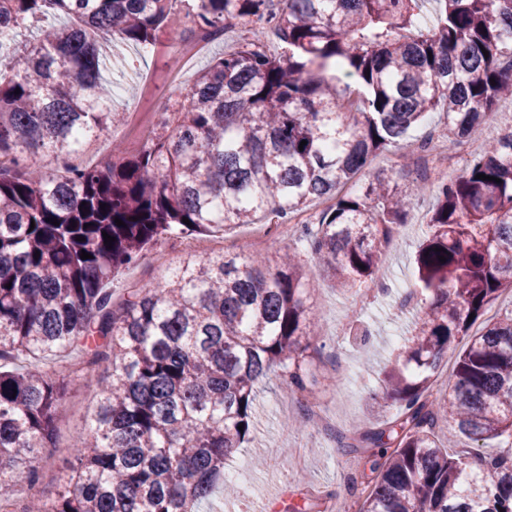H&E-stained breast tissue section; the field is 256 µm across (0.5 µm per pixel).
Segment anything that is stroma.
Wrapping results in <instances>:
<instances>
[{"instance_id": "obj_1", "label": "stroma", "mask_w": 512, "mask_h": 512, "mask_svg": "<svg viewBox=\"0 0 512 512\" xmlns=\"http://www.w3.org/2000/svg\"><path fill=\"white\" fill-rule=\"evenodd\" d=\"M186 11L185 0H173L167 23L157 31L153 49L146 52L118 37L99 35L98 43L104 54L112 57V73L117 77L112 86L114 108L126 113L129 121L101 138L88 162L108 153L113 143L134 145L138 125L152 123L156 112L175 100L178 88L191 85L197 72L213 58L235 49L249 36L247 27L234 23L223 38L210 42L181 70L178 83H170L169 55L189 36ZM430 206L427 198L415 206L385 252L379 275L393 285L387 296L340 291L329 277L316 275V262L306 241L271 229L263 246L265 252L295 249L307 261L312 272L310 311L320 323L327 348L323 356L307 365L305 391L289 392L275 375L260 383L252 438L224 465L225 472L234 477L237 493L228 497L222 489H215L201 504L200 512H283L285 505H300L310 499L318 502L319 512H356L345 478L361 472L364 462L343 454L333 435L352 432L357 426L374 427L397 412L396 405L383 397L382 370L402 342L398 302L413 283L411 259L422 239ZM181 243V237L173 236L148 248L139 265L116 276L113 290L120 294L143 280L162 277L182 256ZM363 328L371 336L360 344L355 335ZM311 399L317 401L319 414L307 419L303 408ZM92 403L86 373L78 371L66 383L56 446L40 462L51 473L42 485L46 496H55L70 474L71 446L88 427Z\"/></svg>"}]
</instances>
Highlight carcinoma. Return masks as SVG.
Segmentation results:
<instances>
[{
    "mask_svg": "<svg viewBox=\"0 0 512 512\" xmlns=\"http://www.w3.org/2000/svg\"><path fill=\"white\" fill-rule=\"evenodd\" d=\"M170 2L0 0V155L12 160L0 165V501L15 512H196L252 431L257 383L278 372L306 390L305 366L325 348L309 272L290 253H188L119 303L116 275L168 235L288 222L322 200L300 239L336 287L370 290L382 248L429 196L408 293L424 318L384 372L397 413L336 433V445L369 464L358 512H512V449L448 454L462 439L512 441V305L485 317L512 291V126L454 180L424 167L425 141L397 177L371 167L427 114H443V141L461 145L512 95V0H437L431 26L423 0H193V27L219 36L240 20L252 38L197 73L149 142L69 164L118 116L96 37L150 48ZM271 33L279 55L264 49ZM80 364L107 377L69 478L56 498L21 505Z\"/></svg>",
    "mask_w": 512,
    "mask_h": 512,
    "instance_id": "obj_1",
    "label": "carcinoma"
}]
</instances>
